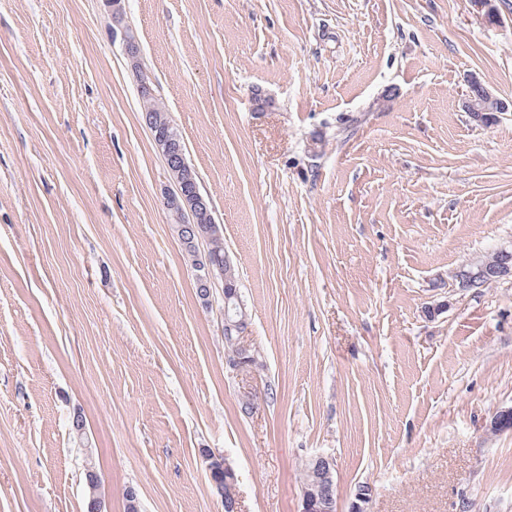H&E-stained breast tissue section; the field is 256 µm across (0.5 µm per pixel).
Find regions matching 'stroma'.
<instances>
[{
  "instance_id": "35a3bbf8",
  "label": "stroma",
  "mask_w": 512,
  "mask_h": 512,
  "mask_svg": "<svg viewBox=\"0 0 512 512\" xmlns=\"http://www.w3.org/2000/svg\"><path fill=\"white\" fill-rule=\"evenodd\" d=\"M124 0L238 272L197 296L170 178L105 0H0V512H512V281L443 288L512 244V0ZM82 417L83 430L73 420ZM468 91L464 108L471 116L475 125L487 126L486 112H508L509 106L499 99L480 78L472 74L467 81ZM224 301L226 306L224 309V332L229 335L232 334V332H235L238 336L235 340L234 349L230 351L228 364L236 371L247 369L253 365L256 357L242 341L244 337L243 334L245 332L244 329L247 325L246 313L243 312V318L240 321L232 322L227 315V294L224 296ZM209 457H210L209 458V460H210L209 471H210L211 477L215 474L213 476V478L215 480L222 481V483H224V489L228 490L230 487L233 486V484L229 485L227 483V481L225 480L226 475H224V473H221V472H224V468H230L229 464L224 460L223 457L219 458L212 454L209 455ZM217 473H221V474H217ZM215 480H213L215 487L217 488L218 492L220 493V495L224 501V512H240L239 503H238V499H237L235 491H234V493H232V490H231L230 495H227L225 497L222 487ZM310 463L311 469L309 470L307 463L303 473L304 487L307 486L310 476L312 477L310 488L303 492V512H331L336 499L333 461L324 456H316ZM333 512H336V508Z\"/></svg>"
}]
</instances>
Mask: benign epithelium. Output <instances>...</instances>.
Instances as JSON below:
<instances>
[{
    "instance_id": "7a95c632",
    "label": "benign epithelium",
    "mask_w": 512,
    "mask_h": 512,
    "mask_svg": "<svg viewBox=\"0 0 512 512\" xmlns=\"http://www.w3.org/2000/svg\"><path fill=\"white\" fill-rule=\"evenodd\" d=\"M107 6L112 8V39H120L131 69L139 79L140 88L152 93L151 86L144 77L140 67V45L134 33L124 22L121 0H106ZM468 91L464 101V108L471 116L475 125H487V113L506 112L509 106L499 99L491 89L476 75H471L467 81ZM144 122L153 133V140L157 149L168 152L171 132V120L157 118L150 113L144 114ZM166 167L175 189L166 193L164 207L169 215L179 221L176 233L183 243H193L201 238L203 224H213L215 219L209 197L202 193L195 180L193 170L188 166L184 157L167 159ZM500 259L496 265L483 258L471 263L467 269L456 270L451 274L448 287L461 292H467L481 287L482 280L492 275L499 281L512 280V245L498 250ZM218 265H207L205 274L195 273L198 287L204 293H209ZM246 319L233 322L224 317V332L237 334L235 347L230 351L228 364L236 371L247 369L253 365L255 355L243 343V334ZM312 477L310 488L303 492V512H333L336 480L334 476L333 461L324 456H316L310 460ZM372 488L358 486L354 494L351 512H366V506L371 501Z\"/></svg>"
}]
</instances>
